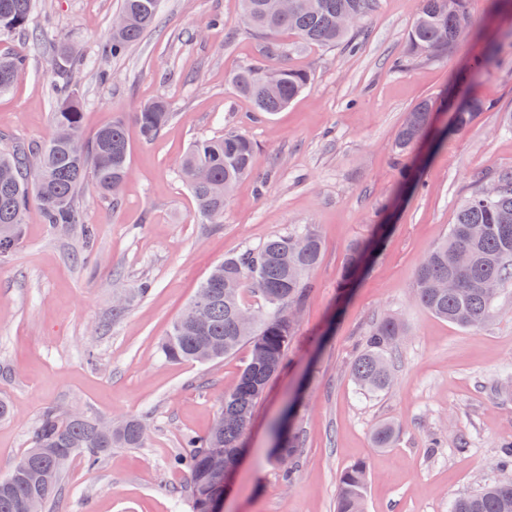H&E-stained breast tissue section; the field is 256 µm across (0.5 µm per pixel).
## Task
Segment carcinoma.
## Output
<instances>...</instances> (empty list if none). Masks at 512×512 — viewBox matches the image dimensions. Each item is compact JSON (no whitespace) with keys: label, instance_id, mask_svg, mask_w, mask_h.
I'll list each match as a JSON object with an SVG mask.
<instances>
[{"label":"carcinoma","instance_id":"cac0c4a2","mask_svg":"<svg viewBox=\"0 0 512 512\" xmlns=\"http://www.w3.org/2000/svg\"><path fill=\"white\" fill-rule=\"evenodd\" d=\"M35 0H0V37L27 34L31 47L38 38L30 34ZM376 0H293L286 14H277L270 0H241L240 23L266 39L265 56L278 61L279 86L275 93L265 91L262 82L266 64H250L230 78L235 90L248 98L257 112L273 114L286 108L309 84L310 73L288 67L284 59L291 51L307 47L330 48L339 44L356 45V27L339 25L345 15L362 22L374 9ZM160 0H122L121 13L127 25L111 33L101 44L99 56L107 59L122 55L157 20ZM293 37L287 43L282 35ZM475 39L471 0H420L408 33L407 55L394 61L401 68L408 60L443 59L460 44ZM28 54L13 51L0 54V93L9 91L26 69ZM57 107L52 113L54 129H63L83 138L79 91L70 81L56 86ZM437 103L423 100L407 112L396 139L395 150L404 154L426 136ZM489 109L483 100L472 97L455 113L451 130H466L475 117ZM170 104L158 99L144 105L135 115L143 141L156 140L172 121ZM86 151L73 154L66 141L52 135L33 146L11 145L0 148V254L17 244L35 195L41 220L54 228L79 227L85 247L95 238L93 225L85 223L80 199L87 187L117 199L128 179L129 142L123 119L101 128L88 141ZM255 148L242 132L197 140L182 156L178 173L189 188L199 215L210 224H221L230 194L253 168ZM495 181L499 193L483 194V181L457 206L456 221L448 236L436 244L419 266L415 277V301L432 314L464 328L482 324L492 312L496 293L483 288L488 281L501 286L512 283V170L500 172ZM469 250L473 261L458 267L455 257ZM368 244L357 242L347 254L343 283L354 276ZM322 253L320 237L310 224H299L283 236L267 240L256 250L224 259L201 283L195 297L173 323L159 346L169 362L207 364L249 347V358L236 388L224 395L218 418L204 435H186L172 463L190 477L187 499L191 512H206L215 484L207 471L208 454L240 447L253 410L262 398L268 381L283 365L294 324L288 309L305 305L313 288L311 275ZM288 255V265L281 256ZM453 277L457 288L441 284ZM247 288L264 300L261 311L252 312L248 327L239 324L245 310L241 295ZM208 301V323L201 331L193 325L198 302ZM404 329L393 316L377 320L362 336L360 350L351 366V376L360 390L378 394L390 386L389 352L398 344ZM141 419L127 418V424L112 432L97 425V416L78 420L55 407L45 408L31 437V447L21 456L26 468L17 477L0 479V512H20L21 499L31 493L43 500V512H50L58 496L63 472L69 461L81 456L94 469L114 448H138L144 440L138 433ZM277 462L285 464L282 480L291 483L296 474L300 432L284 430L277 424ZM497 476L479 491L458 498L450 512H512V443L500 446L495 461ZM367 465L357 462L339 477L336 512H363L368 486Z\"/></svg>","mask_w":512,"mask_h":512}]
</instances>
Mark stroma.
<instances>
[{"mask_svg": "<svg viewBox=\"0 0 512 512\" xmlns=\"http://www.w3.org/2000/svg\"><path fill=\"white\" fill-rule=\"evenodd\" d=\"M121 0H35L38 51L0 95V141L39 143L52 133L53 81L78 84L83 126L93 136L123 117L131 174L119 200L86 191L91 250L75 232L42 223L30 201L20 243L0 256V478L30 446L45 407H77L104 417L136 416L143 447L116 448L98 467L74 457L56 512H190L189 478L170 460L187 433L212 427L225 393L237 384L248 347L206 366L172 363L159 344L200 282L225 257L310 224L323 244L314 288L295 319L284 358L255 406L246 453L224 497V512H335L340 472L363 461L371 479L366 512H449L458 497L495 475L501 444L512 442V285L477 329L441 320L415 302V273L455 222L460 199L478 178L512 169V37L488 0H473L475 26L493 48L492 63L466 78L475 54L465 44L447 59L412 62L407 34L418 0H378L361 25L360 48H306L286 63L311 72L307 89L272 117L255 112L229 82L239 67L263 60V42L238 25L239 0H162L157 24L125 56L101 59ZM111 74L100 82V70ZM485 102L469 129L446 133L451 114L436 113L431 132L404 160L392 150L406 112L447 91ZM167 100L175 114L161 136L143 142L135 114ZM245 132L256 149L220 224L204 223L177 173L193 141ZM406 164L418 187L398 184ZM389 232L358 278L340 288L348 247ZM148 285L139 294L140 285ZM126 310L113 318L117 297ZM406 334L391 353L392 385L359 391L349 368L363 333L382 315ZM305 408L297 474L284 484L271 452V426L295 391ZM398 427L376 447L381 423Z\"/></svg>", "mask_w": 512, "mask_h": 512, "instance_id": "35a3bbf8", "label": "stroma"}]
</instances>
